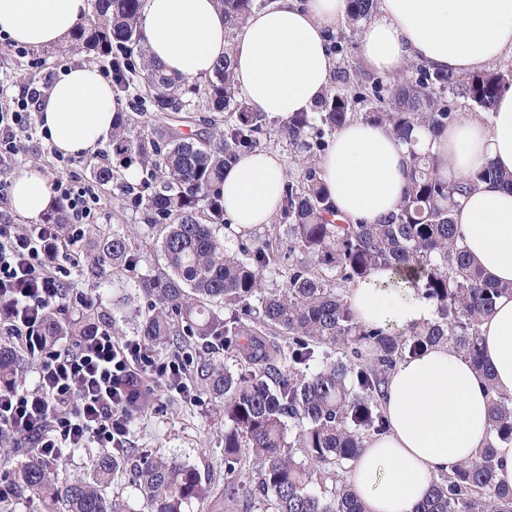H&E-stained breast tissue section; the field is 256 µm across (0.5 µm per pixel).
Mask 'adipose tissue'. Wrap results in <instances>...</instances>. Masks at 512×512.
Listing matches in <instances>:
<instances>
[{"mask_svg": "<svg viewBox=\"0 0 512 512\" xmlns=\"http://www.w3.org/2000/svg\"><path fill=\"white\" fill-rule=\"evenodd\" d=\"M347 0H268L234 38L215 0H144L142 30L149 56L188 82L208 77L225 47L233 49L237 88L270 120L310 111L332 79L330 35ZM87 0H0V34L34 50L65 43L87 14ZM512 53V0H378L359 41V55L378 74L408 61L471 73ZM118 103L94 66L61 71L40 122L62 155L94 152L112 132ZM432 154L441 176L465 180L493 165L512 172V91L490 122L470 116L440 134L416 129L410 140L362 119L336 131L319 168L340 218L375 223L393 212L407 184L411 153ZM285 173L277 155H244L224 171V214L235 229L269 223ZM14 210L39 220L51 204L41 171L29 168L11 186ZM471 259L490 280L512 282V189L481 183L452 212ZM348 301L364 325L407 332L432 322L436 305L391 268L353 285ZM483 356L497 389L512 394V295L500 296L481 326ZM386 434L351 464L348 481L366 512H414L435 479L453 474L494 445L496 484L512 488V441L496 440L490 395L480 373L449 346L400 361L385 386Z\"/></svg>", "mask_w": 512, "mask_h": 512, "instance_id": "obj_1", "label": "adipose tissue"}]
</instances>
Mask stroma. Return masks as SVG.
Here are the masks:
<instances>
[{"instance_id": "35a3bbf8", "label": "stroma", "mask_w": 512, "mask_h": 512, "mask_svg": "<svg viewBox=\"0 0 512 512\" xmlns=\"http://www.w3.org/2000/svg\"><path fill=\"white\" fill-rule=\"evenodd\" d=\"M85 62L84 55L72 53L65 44L17 54L8 51L5 38L0 37V80L5 82H23L42 67L59 71ZM106 160V154L96 152L75 157L70 165L71 171L99 198V227L119 224L133 237L148 236L149 231L139 214L122 206L119 190L95 182L92 171ZM32 166L38 167L50 181L60 171L48 136L37 126L33 127L25 149L8 163L0 164V182L11 184L17 174ZM72 285L85 299L93 302L101 299L114 306L121 317L124 334L136 335L140 315L132 304L135 290L130 283L115 282L108 275L91 281L76 267L72 270ZM143 390L149 407L137 421L131 437L133 447L147 454L188 462L202 472L212 473L213 488L209 498L193 504L190 512H224V414L221 407L199 393L188 397L165 394L151 379L145 381Z\"/></svg>"}]
</instances>
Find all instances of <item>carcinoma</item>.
<instances>
[{"mask_svg": "<svg viewBox=\"0 0 512 512\" xmlns=\"http://www.w3.org/2000/svg\"><path fill=\"white\" fill-rule=\"evenodd\" d=\"M228 37L243 25L257 0H218ZM375 0H348L344 28L366 22ZM142 0H92V10L71 34L70 50L112 66V90L136 112H154L146 133L131 134L133 118L116 113L112 165L94 169L101 185L116 182L129 207L142 211L163 264L141 272L148 241L117 228L101 229L87 243L85 277L106 272L132 279L144 307L138 336L154 351L207 348L224 339V358H201L193 384L224 412V512H365L343 479L374 437L387 432L381 400L396 364L448 344L485 379L496 437L512 441V395L496 390L482 359L481 324L512 283L486 282L473 265L452 218L455 197L472 185L512 187V173L486 166L464 182L442 178L434 157L412 154L397 210L375 224L341 222L320 178L318 162L333 133L362 118L407 137L415 128L438 134L458 119L455 102L471 103L489 121L498 97L512 88V67L456 75L411 62L385 79L363 80L347 60L338 63L339 86L312 112H298L279 129L294 149L297 172H288L275 223L246 238L224 218V169L259 149L266 118L238 92L232 47L211 76L194 82L169 77L149 58L141 26ZM206 104L224 119L185 134L179 124ZM363 105L359 112L356 105ZM137 166L140 181L122 182ZM224 235H219V230ZM378 267L422 276L421 289L436 302L437 317L420 330L387 331L361 324L348 303L349 288ZM279 272L282 285L269 288ZM64 290L60 310L72 302ZM58 310V311H60ZM48 314L42 330L51 349L59 337L77 341L117 318L86 304L76 319ZM20 358L0 350V388L17 381ZM131 448L99 454L90 479L62 480L31 448L14 471L20 493L48 512H128L101 488L123 475ZM129 480L148 512H185L207 499L211 478L189 463L138 454ZM489 446L451 476L434 481L415 512H512V490L495 484Z\"/></svg>", "mask_w": 512, "mask_h": 512, "instance_id": "carcinoma-1", "label": "carcinoma"}]
</instances>
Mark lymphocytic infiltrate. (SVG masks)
I'll list each match as a JSON object with an SVG mask.
<instances>
[{
    "instance_id": "f902f5d3",
    "label": "lymphocytic infiltrate",
    "mask_w": 512,
    "mask_h": 512,
    "mask_svg": "<svg viewBox=\"0 0 512 512\" xmlns=\"http://www.w3.org/2000/svg\"><path fill=\"white\" fill-rule=\"evenodd\" d=\"M55 79L54 71L45 70L21 83L16 94L0 96V160L18 153ZM52 189L66 206L67 239H60L57 225L21 226L0 216V323L29 355L34 373L31 384L0 389V438L29 440L48 462L91 442L108 451L126 447L145 378L188 393L194 361L189 353L157 357L138 337L119 342L106 327L44 348L42 317L60 302L96 204L74 174L57 178Z\"/></svg>"
}]
</instances>
